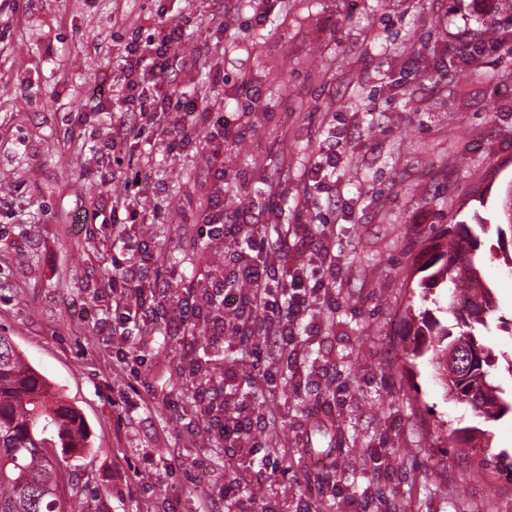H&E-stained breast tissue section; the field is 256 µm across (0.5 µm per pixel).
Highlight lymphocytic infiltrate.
I'll return each instance as SVG.
<instances>
[{"instance_id":"f902f5d3","label":"lymphocytic infiltrate","mask_w":512,"mask_h":512,"mask_svg":"<svg viewBox=\"0 0 512 512\" xmlns=\"http://www.w3.org/2000/svg\"><path fill=\"white\" fill-rule=\"evenodd\" d=\"M184 39L182 24H169L157 36L140 39L132 35L127 45L128 68L140 69L142 79L127 83L125 107L113 111L112 126L117 131H129L132 136L142 133V124H160L161 132L170 144L188 141L190 118L196 103L165 93L164 82L172 72L177 48ZM241 215L224 209L222 192H215L204 214L201 236L208 244L223 246L225 241H237L245 235ZM290 228H283L275 242L251 237L249 247L255 251V264L238 273V288H225L223 280H212L210 286L190 281L186 286L191 300L179 307L169 319L183 335H192L197 321H204L213 339L237 342L240 346L260 349L262 336H273L281 347L293 342L296 329L310 306L325 290L322 275L314 270L298 271L290 280L280 278L278 266L288 256ZM116 274L111 308L98 320L100 335L126 337L131 323L140 317L160 318L156 304L159 283L151 276L150 260L144 242L123 241L112 255ZM196 382L193 393L198 417L206 424L208 434L225 451L236 453L246 442L256 440L264 428V416L247 403L230 404L222 391L214 388L209 371L200 364L190 366Z\"/></svg>"}]
</instances>
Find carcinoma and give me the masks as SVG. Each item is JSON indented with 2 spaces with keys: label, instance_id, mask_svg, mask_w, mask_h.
Here are the masks:
<instances>
[{
  "label": "carcinoma",
  "instance_id": "carcinoma-1",
  "mask_svg": "<svg viewBox=\"0 0 512 512\" xmlns=\"http://www.w3.org/2000/svg\"><path fill=\"white\" fill-rule=\"evenodd\" d=\"M479 47L464 43L461 64L450 73L470 72L479 66ZM502 223L497 243L505 266L512 271V251L506 233L512 234L509 201L502 202ZM487 225L448 224L433 237L430 262L418 286L430 290L442 285L448 291V313L458 332L421 314L412 350L415 357L431 353L438 377L444 379L453 401L486 422L512 413V392L494 383L496 360L484 343L496 303L480 271L481 235ZM476 426L455 428L448 444L458 455L483 447ZM91 447L90 432L81 413L51 389L47 380L17 351L11 337L0 334V512H70L63 496L76 491L73 476L63 466L64 457Z\"/></svg>",
  "mask_w": 512,
  "mask_h": 512
}]
</instances>
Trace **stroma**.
I'll return each mask as SVG.
<instances>
[{
	"mask_svg": "<svg viewBox=\"0 0 512 512\" xmlns=\"http://www.w3.org/2000/svg\"><path fill=\"white\" fill-rule=\"evenodd\" d=\"M0 0V332L84 416L92 448L68 460L89 489L82 512H225L219 490L247 474L256 503L295 501L340 471L316 512H512V482L467 468L446 438L464 415L429 356L407 363L409 317L443 313L446 291L412 275L440 225L500 222L512 181V54L486 46L477 70L447 79L462 37L512 25L497 0ZM181 22L171 89L197 100L191 140L160 129L110 140L134 28ZM418 66H411V59ZM250 114L228 139L224 205L258 235L283 225L320 236L329 293L295 351L267 340L262 360L235 343L197 342L164 323L131 338L138 377L96 329L112 299V245L144 241L176 310L184 284L232 280L246 246H198L215 189L205 136L213 109ZM148 161L136 217H113L129 158ZM326 160V174L313 173ZM496 233L481 271L512 320V274ZM206 362L226 397L274 411L264 448L229 459L192 423L189 362ZM178 401L183 416L166 403ZM279 451L271 471L265 448ZM175 474H168L170 464Z\"/></svg>",
	"mask_w": 512,
	"mask_h": 512,
	"instance_id": "obj_1",
	"label": "stroma"
}]
</instances>
